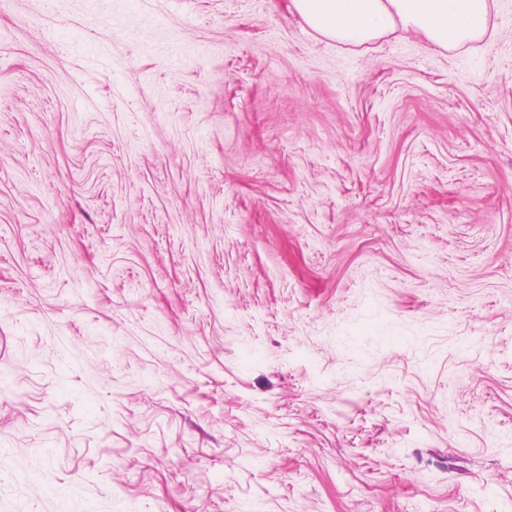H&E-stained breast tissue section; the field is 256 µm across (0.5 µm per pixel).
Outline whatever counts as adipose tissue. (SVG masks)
Listing matches in <instances>:
<instances>
[{"mask_svg": "<svg viewBox=\"0 0 512 512\" xmlns=\"http://www.w3.org/2000/svg\"><path fill=\"white\" fill-rule=\"evenodd\" d=\"M299 17L328 38L362 44L402 28L443 49L489 29L488 0H292Z\"/></svg>", "mask_w": 512, "mask_h": 512, "instance_id": "1", "label": "adipose tissue"}]
</instances>
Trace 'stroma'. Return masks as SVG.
<instances>
[{
	"label": "stroma",
	"instance_id": "35a3bbf8",
	"mask_svg": "<svg viewBox=\"0 0 512 512\" xmlns=\"http://www.w3.org/2000/svg\"><path fill=\"white\" fill-rule=\"evenodd\" d=\"M451 51L291 0H0V512H512V0Z\"/></svg>",
	"mask_w": 512,
	"mask_h": 512
}]
</instances>
